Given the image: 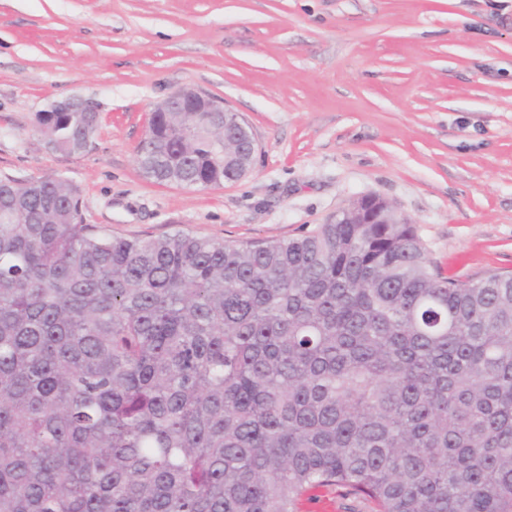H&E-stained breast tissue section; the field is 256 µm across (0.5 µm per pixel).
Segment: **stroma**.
<instances>
[{"instance_id": "stroma-1", "label": "stroma", "mask_w": 512, "mask_h": 512, "mask_svg": "<svg viewBox=\"0 0 512 512\" xmlns=\"http://www.w3.org/2000/svg\"><path fill=\"white\" fill-rule=\"evenodd\" d=\"M192 87L258 141L219 187L144 177L152 103ZM93 98L78 155L35 115ZM67 180L122 237L295 238L360 196L388 200L443 276L512 272V0H0V177ZM299 512H375L344 488Z\"/></svg>"}]
</instances>
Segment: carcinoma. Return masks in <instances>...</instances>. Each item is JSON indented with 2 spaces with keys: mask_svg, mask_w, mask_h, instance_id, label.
Segmentation results:
<instances>
[{
  "mask_svg": "<svg viewBox=\"0 0 512 512\" xmlns=\"http://www.w3.org/2000/svg\"><path fill=\"white\" fill-rule=\"evenodd\" d=\"M94 112H40L85 152ZM222 112H158L144 176L242 174ZM0 179V512H512V274L449 279L376 196L309 234L121 237ZM324 505L330 506L329 510ZM299 512H375V505L344 488L312 489L303 497L298 505Z\"/></svg>",
  "mask_w": 512,
  "mask_h": 512,
  "instance_id": "1",
  "label": "carcinoma"
}]
</instances>
